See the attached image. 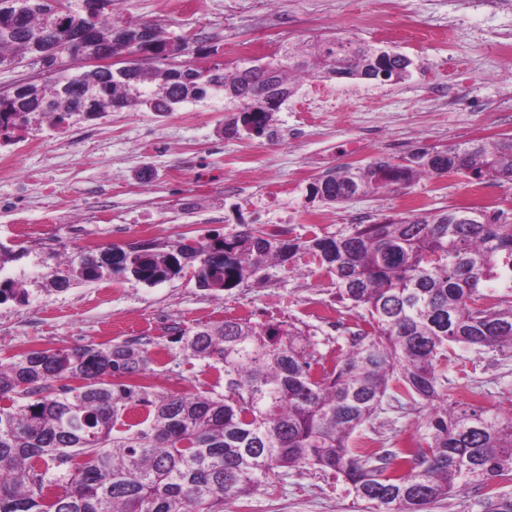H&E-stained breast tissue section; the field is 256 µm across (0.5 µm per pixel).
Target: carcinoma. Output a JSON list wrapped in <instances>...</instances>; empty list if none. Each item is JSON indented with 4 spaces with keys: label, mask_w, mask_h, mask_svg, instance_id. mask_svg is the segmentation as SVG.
I'll list each match as a JSON object with an SVG mask.
<instances>
[{
    "label": "carcinoma",
    "mask_w": 512,
    "mask_h": 512,
    "mask_svg": "<svg viewBox=\"0 0 512 512\" xmlns=\"http://www.w3.org/2000/svg\"><path fill=\"white\" fill-rule=\"evenodd\" d=\"M0 66L37 59L41 36L68 55V30L92 31L115 62L77 78L58 73L21 96L0 92V139L14 130L119 108L160 114L184 103L224 101V135L259 136L298 91L294 76L400 82L413 61L346 35L281 44L266 58L201 70L162 57L178 44L156 25L114 21L112 2L5 0ZM450 171L512 188V135L419 147L400 161L373 158L319 174L310 197L327 205L411 187ZM314 252L342 299L371 331L353 335L331 369L293 325L227 319L179 331L178 354L224 372V391L180 393L154 382L140 341L28 350L0 363V512H224L277 468L330 471L372 512H423L470 487L512 480V413L459 403L434 411L425 446L372 464L351 438L384 398L432 402L437 367L456 347L512 350V288L483 305L481 289L512 276V215L449 207L384 216L346 235L300 243L249 224L229 235L77 252L47 267L58 290L73 281L127 277L156 284L197 266L199 287L236 288L300 249Z\"/></svg>",
    "instance_id": "cac0c4a2"
}]
</instances>
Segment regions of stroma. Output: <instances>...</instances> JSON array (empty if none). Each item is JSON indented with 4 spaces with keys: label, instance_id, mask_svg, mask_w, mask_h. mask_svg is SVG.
<instances>
[{
    "label": "stroma",
    "instance_id": "obj_1",
    "mask_svg": "<svg viewBox=\"0 0 512 512\" xmlns=\"http://www.w3.org/2000/svg\"><path fill=\"white\" fill-rule=\"evenodd\" d=\"M113 13L158 24L173 38L191 36L181 56L189 64L201 44L216 46L217 61L229 63L245 44L265 56L288 41L343 33L399 51L414 67L398 84L304 79L275 115L286 131L276 143L224 138L217 101L184 104L164 117L124 110L45 126L28 142L0 148L7 160L0 168V243L24 253L0 273L24 280L31 294L0 305L2 363L29 349L138 339L161 355L159 384L174 381L195 393L214 384L217 372L178 357L175 338L231 317L238 303L253 305L257 322L301 328L329 365L346 354L362 323L360 309L340 300L325 266L307 250L216 296L199 287L191 266L155 285L120 276L63 291L45 285L43 265H55L86 234L105 249L143 240L145 224L161 241L228 234L243 222L264 229L272 218L253 214L252 204L283 184L291 213L284 236L302 241L410 210L491 205L512 212V189L460 173L335 207L308 195L329 168L512 134V0H115ZM309 212L324 216L322 231L306 222ZM52 215L60 222L58 245L19 236L20 225ZM439 375L441 404L512 409V350L455 348ZM432 410L426 402L387 399L352 446L375 456L405 439L422 446ZM493 492L512 496V483L467 489L426 512H486ZM224 512H365V505L341 478L295 467L274 470L259 491L226 502Z\"/></svg>",
    "mask_w": 512,
    "mask_h": 512
}]
</instances>
